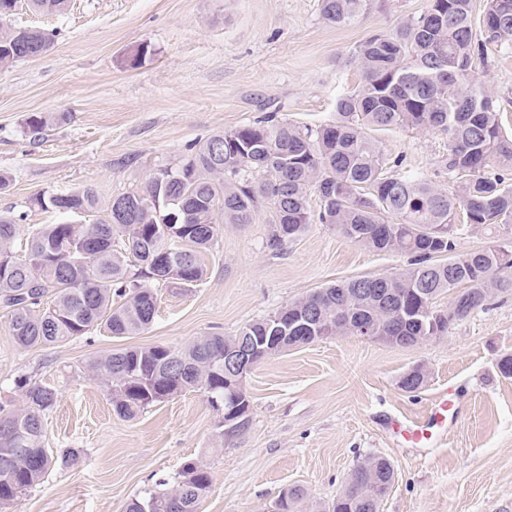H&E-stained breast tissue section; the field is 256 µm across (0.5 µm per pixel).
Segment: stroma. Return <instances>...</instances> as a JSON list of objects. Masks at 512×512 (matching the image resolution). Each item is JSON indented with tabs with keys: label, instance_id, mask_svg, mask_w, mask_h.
<instances>
[{
	"label": "stroma",
	"instance_id": "1",
	"mask_svg": "<svg viewBox=\"0 0 512 512\" xmlns=\"http://www.w3.org/2000/svg\"><path fill=\"white\" fill-rule=\"evenodd\" d=\"M320 0H69L59 15L19 4L11 23L49 33L45 54L0 70V214L20 233L57 223L31 197L92 188L101 200L140 189L178 164L188 145L266 116L301 128L336 119V100L361 71L354 48L419 17L429 0H369L347 26L327 23ZM475 79L500 101L512 130V47L493 48ZM64 115L33 136L30 117ZM407 170L447 185L437 161L448 140L435 131L374 134ZM268 210L253 223L224 224L194 288L157 285L153 323L134 336L94 331L67 343L17 346L0 308V402L22 406L16 379L49 384L59 399L46 416L48 444L78 448L73 467L0 512H126L188 459L212 484L198 512H273L284 490L305 493L295 512H322L352 469L387 459L395 483L379 512H512V378L497 360L512 354V290L417 347L357 337L320 340L267 359L245 380L253 422L240 439L214 440L219 414L199 392L148 406L131 421L87 370L105 352L182 346L205 334H234L325 285L402 271L405 256L355 244L328 224L310 225L270 249ZM427 371L417 393L398 381ZM459 414L435 446L405 440L395 423L428 418L439 392Z\"/></svg>",
	"mask_w": 512,
	"mask_h": 512
}]
</instances>
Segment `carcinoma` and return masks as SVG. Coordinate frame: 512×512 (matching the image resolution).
Wrapping results in <instances>:
<instances>
[{
  "mask_svg": "<svg viewBox=\"0 0 512 512\" xmlns=\"http://www.w3.org/2000/svg\"><path fill=\"white\" fill-rule=\"evenodd\" d=\"M368 0H321L324 20L337 26L355 20ZM39 13L60 14L68 0H28ZM0 10V68L14 62L9 49L31 42L38 57L51 40L36 29L16 28ZM512 46V0H486L479 31L472 0H430L418 19L358 44L352 56L362 79L336 100V121L315 132L266 117L218 131L192 146L173 167L150 174L142 189L126 193L138 210L134 222L117 224L112 202L99 206L85 187L65 199L37 195L30 204L66 216L102 210L93 224H43L14 252L15 220L0 215V307L22 349L51 346L103 328L114 336L137 335L151 324L156 297L150 281L192 288L203 281L202 254L222 224H250L260 210L271 213L268 246L280 250L316 222L331 224L351 242L379 252L408 256L402 272L384 278L361 276L326 285L232 336L205 335L181 347L144 346L110 350L89 370L107 389L117 415L133 419L147 406L187 392H200L211 406L252 410L224 398V347L239 336H269L274 318L321 315L317 336H334L337 316L346 313L385 336L411 341L431 333V320L448 315L438 299L462 288L450 304L463 320L490 300L474 288L512 286V248L496 246L462 253L465 228L494 235L512 229V183L494 172L512 168V134L501 122L497 98L472 77L474 57L487 45ZM435 130L448 137L440 168L455 191L423 174L401 171L367 130ZM317 196L319 210L311 206ZM181 240V252L170 240ZM84 256L75 261V251ZM25 406L0 404V505L41 484L56 466L78 463L81 450L60 453L46 446L44 419L56 406L54 386L18 379ZM352 473L370 474L368 484H348L330 512H379L383 489L394 473L374 459ZM211 486L210 472L197 460L185 462L162 491L132 501L128 512H197ZM301 490L290 488L277 512H293Z\"/></svg>",
  "mask_w": 512,
  "mask_h": 512,
  "instance_id": "cac0c4a2",
  "label": "carcinoma"
}]
</instances>
